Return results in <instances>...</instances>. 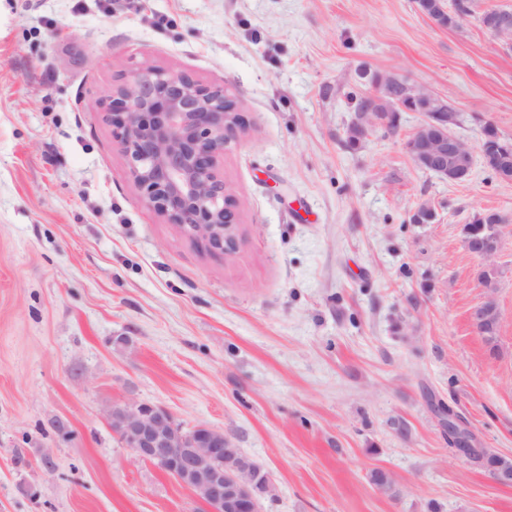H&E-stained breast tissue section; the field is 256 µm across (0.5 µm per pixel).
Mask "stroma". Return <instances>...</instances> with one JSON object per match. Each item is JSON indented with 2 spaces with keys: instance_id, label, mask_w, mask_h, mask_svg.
<instances>
[{
  "instance_id": "1",
  "label": "stroma",
  "mask_w": 512,
  "mask_h": 512,
  "mask_svg": "<svg viewBox=\"0 0 512 512\" xmlns=\"http://www.w3.org/2000/svg\"><path fill=\"white\" fill-rule=\"evenodd\" d=\"M145 61L244 102L233 254L146 207L112 141L99 101ZM376 72L512 140V50L416 0H0V512H204L112 432L132 399L231 435L275 482L261 512H512L456 443L512 459V181L418 169L414 112L345 148ZM487 209L495 355L461 234ZM490 319L500 320V322L502 319L501 309L498 305L495 294L493 293H488L486 295L484 301L473 311L471 320L473 326L477 329L478 333L482 336L486 345L489 347L490 352L495 353L498 348L497 336L500 324L494 321H486ZM480 322L484 323L478 325Z\"/></svg>"
}]
</instances>
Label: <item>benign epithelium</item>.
<instances>
[{"mask_svg": "<svg viewBox=\"0 0 512 512\" xmlns=\"http://www.w3.org/2000/svg\"><path fill=\"white\" fill-rule=\"evenodd\" d=\"M503 46H512V15L500 12L485 28ZM392 112H419L421 121L407 141V150L422 171L460 179L459 172L474 154L448 126V100L400 77L388 74L373 86L369 103L352 122L367 135L380 124L374 104ZM112 138L123 154L128 173L145 205L165 223L176 224L211 251L230 253L237 247L236 200L224 183V150L244 131V104L233 89L204 84L143 62L101 99ZM465 247L494 263L500 236L480 249ZM502 319L495 294L489 293L473 311L478 325ZM113 432L136 459L150 463L196 492L205 512H259L260 500L273 496L275 484L265 477L250 488L225 470L239 458V449L224 431L207 426L184 429L166 409L130 401L120 413L108 412Z\"/></svg>", "mask_w": 512, "mask_h": 512, "instance_id": "benign-epithelium-1", "label": "benign epithelium"}]
</instances>
